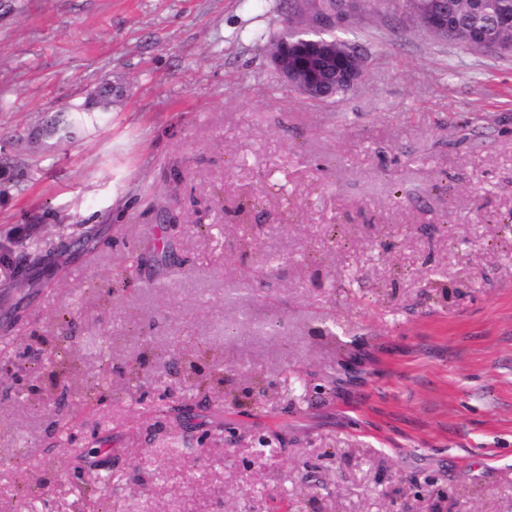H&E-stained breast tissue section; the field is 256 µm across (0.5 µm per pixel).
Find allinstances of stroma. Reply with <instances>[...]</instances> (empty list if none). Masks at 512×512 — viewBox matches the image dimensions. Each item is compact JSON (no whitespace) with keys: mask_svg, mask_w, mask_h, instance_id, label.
Segmentation results:
<instances>
[{"mask_svg":"<svg viewBox=\"0 0 512 512\" xmlns=\"http://www.w3.org/2000/svg\"><path fill=\"white\" fill-rule=\"evenodd\" d=\"M287 19L0 0V512H512V57L362 0L321 103ZM358 0H336V6L312 18L307 28H296L288 41L278 42L270 60L275 72L293 91L312 99L327 97L324 76L336 68V79L344 91L358 85L365 76L362 59L350 48L342 49L345 41L335 31L350 17ZM336 79L330 77L328 97L340 94Z\"/></svg>","mask_w":512,"mask_h":512,"instance_id":"obj_1","label":"stroma"}]
</instances>
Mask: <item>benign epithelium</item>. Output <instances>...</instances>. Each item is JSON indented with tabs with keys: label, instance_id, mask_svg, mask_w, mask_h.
<instances>
[{
	"label": "benign epithelium",
	"instance_id": "benign-epithelium-1",
	"mask_svg": "<svg viewBox=\"0 0 512 512\" xmlns=\"http://www.w3.org/2000/svg\"><path fill=\"white\" fill-rule=\"evenodd\" d=\"M356 2L336 0L335 8L315 16L307 27L296 29L291 38L272 49V66L288 88L319 101L326 98L324 76L333 69L346 91L363 80L362 59L356 51L341 48L343 40L335 36L336 28L350 17ZM416 17L436 37L454 30L446 0H427ZM504 30H512V7L504 0H475L468 46L475 49L488 44Z\"/></svg>",
	"mask_w": 512,
	"mask_h": 512
}]
</instances>
